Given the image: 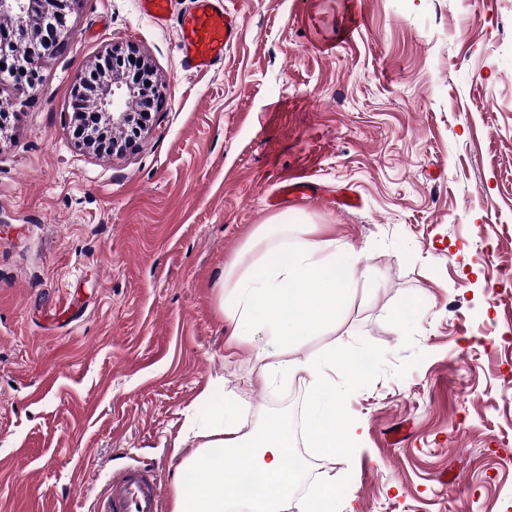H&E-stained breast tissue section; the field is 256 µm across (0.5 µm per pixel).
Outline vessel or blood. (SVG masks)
I'll use <instances>...</instances> for the list:
<instances>
[{"label":"vessel or blood","mask_w":512,"mask_h":512,"mask_svg":"<svg viewBox=\"0 0 512 512\" xmlns=\"http://www.w3.org/2000/svg\"><path fill=\"white\" fill-rule=\"evenodd\" d=\"M139 10L155 26L175 25L181 66L191 73L207 72L224 61V54L240 36L236 12L224 0H190L181 12L173 0H137ZM280 196H314L315 185L301 175L283 180ZM163 492L150 463L134 461L113 472L98 501V512H161Z\"/></svg>","instance_id":"obj_1"}]
</instances>
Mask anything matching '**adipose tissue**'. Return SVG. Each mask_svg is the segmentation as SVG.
<instances>
[{
    "mask_svg": "<svg viewBox=\"0 0 512 512\" xmlns=\"http://www.w3.org/2000/svg\"><path fill=\"white\" fill-rule=\"evenodd\" d=\"M246 250L250 261H230L217 294L231 328L227 344L237 349L265 336L268 350L254 356L257 381L269 387L282 380L307 384L302 429L309 447L345 459L351 438L337 429L345 419L343 394L364 380V372L332 355L292 359L288 350L342 322L354 287L352 272L363 253L350 242L316 239L305 225L279 221L259 225ZM245 412V400H225L205 422L181 435L174 512H228L245 476L252 485L248 512H285L290 505L296 512H331L334 481L320 485L315 500L292 499L300 474L290 463L296 442L287 420L249 429Z\"/></svg>",
    "mask_w": 512,
    "mask_h": 512,
    "instance_id": "1",
    "label": "adipose tissue"
}]
</instances>
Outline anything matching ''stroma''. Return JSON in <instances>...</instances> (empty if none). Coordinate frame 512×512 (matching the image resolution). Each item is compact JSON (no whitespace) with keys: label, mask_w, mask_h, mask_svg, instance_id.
<instances>
[{"label":"stroma","mask_w":512,"mask_h":512,"mask_svg":"<svg viewBox=\"0 0 512 512\" xmlns=\"http://www.w3.org/2000/svg\"><path fill=\"white\" fill-rule=\"evenodd\" d=\"M235 7L223 67L189 73L136 0H76L35 84L0 82V512H95L118 452L173 512L192 420L234 394L251 427L301 412L306 385L253 381L266 339L227 349L217 304L275 217L364 252L342 323L289 352L371 361L343 402L358 448L315 477L336 512H512V0ZM109 44L166 96L113 154L70 96ZM287 174L321 198L273 203ZM348 186L362 208L332 205Z\"/></svg>","instance_id":"obj_1"}]
</instances>
